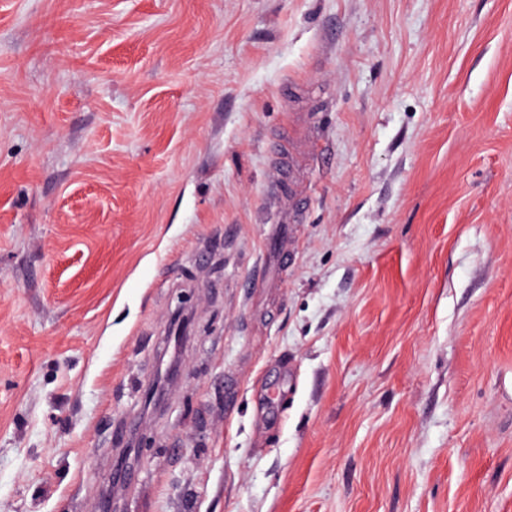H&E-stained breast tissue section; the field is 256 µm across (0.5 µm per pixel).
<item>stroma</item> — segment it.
<instances>
[{
    "instance_id": "1",
    "label": "stroma",
    "mask_w": 512,
    "mask_h": 512,
    "mask_svg": "<svg viewBox=\"0 0 512 512\" xmlns=\"http://www.w3.org/2000/svg\"><path fill=\"white\" fill-rule=\"evenodd\" d=\"M132 432L116 512H512V0H0V512Z\"/></svg>"
}]
</instances>
